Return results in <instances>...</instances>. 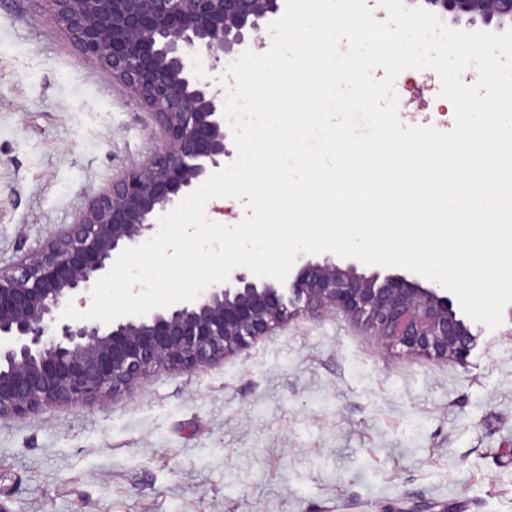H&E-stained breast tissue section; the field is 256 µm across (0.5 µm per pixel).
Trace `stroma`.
Returning <instances> with one entry per match:
<instances>
[{"mask_svg": "<svg viewBox=\"0 0 512 512\" xmlns=\"http://www.w3.org/2000/svg\"><path fill=\"white\" fill-rule=\"evenodd\" d=\"M394 90L403 125L452 130L435 70ZM161 137L42 0H0V269ZM505 313L446 363L296 311L220 363L1 419L0 512H512Z\"/></svg>", "mask_w": 512, "mask_h": 512, "instance_id": "stroma-1", "label": "stroma"}]
</instances>
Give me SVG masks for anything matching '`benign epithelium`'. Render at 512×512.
<instances>
[{"instance_id":"benign-epithelium-1","label":"benign epithelium","mask_w":512,"mask_h":512,"mask_svg":"<svg viewBox=\"0 0 512 512\" xmlns=\"http://www.w3.org/2000/svg\"><path fill=\"white\" fill-rule=\"evenodd\" d=\"M81 55L145 106L163 137L146 162L94 196L75 224L0 270V419L48 405L100 401L161 368L192 371L268 335L304 302L313 317L341 313L410 354L464 362L477 334L451 292L403 275L369 276L329 256H297L283 285L238 269L196 299L108 324L61 318L76 296L91 295L119 254L152 238L158 219L230 156L224 91L193 68L257 39L279 0H43ZM432 12L512 25V0H426Z\"/></svg>"}]
</instances>
